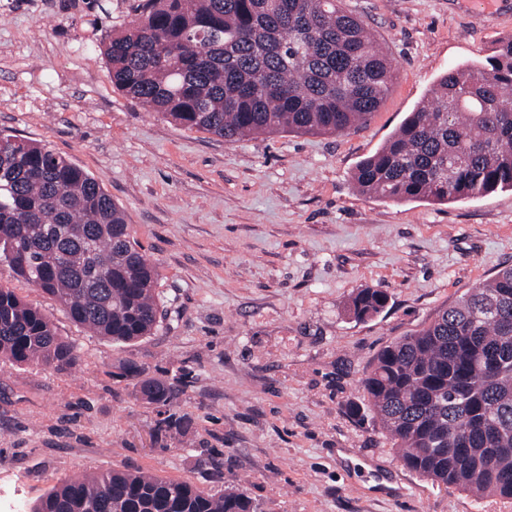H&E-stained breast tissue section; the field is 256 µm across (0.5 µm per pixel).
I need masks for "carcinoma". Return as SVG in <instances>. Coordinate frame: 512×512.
I'll use <instances>...</instances> for the list:
<instances>
[{
    "mask_svg": "<svg viewBox=\"0 0 512 512\" xmlns=\"http://www.w3.org/2000/svg\"><path fill=\"white\" fill-rule=\"evenodd\" d=\"M102 38L112 87L172 122L235 142L280 132L337 133L378 111L387 55L343 0H140ZM355 188L440 204L512 188V39L441 74L374 154ZM0 263L51 295L69 318L115 344L159 324L156 266L100 183L45 144L0 132ZM379 289L352 301L379 313ZM0 359L57 372L78 360L50 317L0 285ZM404 464L436 485L512 500V267L377 354L361 380ZM155 379L140 398L165 406ZM32 512H259L221 493L144 471L63 480Z\"/></svg>",
    "mask_w": 512,
    "mask_h": 512,
    "instance_id": "obj_1",
    "label": "carcinoma"
}]
</instances>
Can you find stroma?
<instances>
[{
  "label": "stroma",
  "mask_w": 512,
  "mask_h": 512,
  "mask_svg": "<svg viewBox=\"0 0 512 512\" xmlns=\"http://www.w3.org/2000/svg\"><path fill=\"white\" fill-rule=\"evenodd\" d=\"M138 3L0 0V131L99 181L156 265L162 304L153 335L116 345L0 263V284L79 355L62 373L0 361V512L112 469L239 488L261 512H512L408 469L360 388L382 348L512 266V189L439 205L351 181L439 74L512 37V0L481 15L466 0H345L393 62L381 108L332 135L232 143L113 89L100 40ZM366 289L388 300L360 320ZM147 378L176 399L139 398Z\"/></svg>",
  "instance_id": "stroma-1"
}]
</instances>
